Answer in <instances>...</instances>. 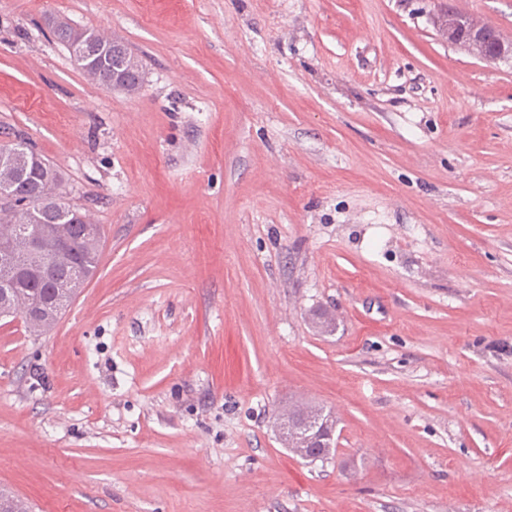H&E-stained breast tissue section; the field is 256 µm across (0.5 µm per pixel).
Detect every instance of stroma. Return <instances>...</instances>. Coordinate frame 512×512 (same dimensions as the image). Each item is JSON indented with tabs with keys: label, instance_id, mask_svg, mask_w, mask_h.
Listing matches in <instances>:
<instances>
[{
	"label": "stroma",
	"instance_id": "stroma-1",
	"mask_svg": "<svg viewBox=\"0 0 512 512\" xmlns=\"http://www.w3.org/2000/svg\"><path fill=\"white\" fill-rule=\"evenodd\" d=\"M512 0H0V142L104 238L0 319V487L33 512H512ZM121 38L139 92L45 24ZM334 315L324 335L312 315ZM336 415L289 452L280 411ZM336 428V420L334 414L330 416L318 415L308 418L302 425L305 436V444L296 446L295 455L306 461H317L321 459V455L316 450L306 445L309 441H318L321 447L324 446L323 440L332 439ZM307 447V448H305Z\"/></svg>",
	"mask_w": 512,
	"mask_h": 512
}]
</instances>
